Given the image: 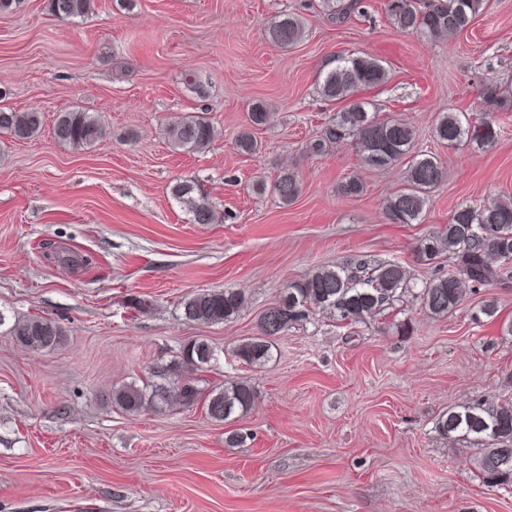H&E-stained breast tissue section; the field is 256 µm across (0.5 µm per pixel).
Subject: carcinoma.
I'll return each instance as SVG.
<instances>
[{
  "instance_id": "obj_1",
  "label": "carcinoma",
  "mask_w": 512,
  "mask_h": 512,
  "mask_svg": "<svg viewBox=\"0 0 512 512\" xmlns=\"http://www.w3.org/2000/svg\"><path fill=\"white\" fill-rule=\"evenodd\" d=\"M484 0H386V12L398 29L429 41L444 39L466 30L482 10ZM360 0H322L328 17L344 21L359 8ZM49 10L59 19L83 17L93 10V0H49ZM302 20L284 14L267 28V38L281 48H290L304 36ZM388 80V71L376 59L341 55L334 66L319 77L318 93L329 102H349L334 113L310 151L322 153L332 144L354 139L364 166L383 170L406 162V183L390 196L385 205L388 222L412 224L418 221L429 194L445 177L440 160L432 154L415 151L416 131L399 119L379 120L354 97L363 90L379 87ZM481 101L485 112H505L512 98L494 82H484ZM269 112L261 102L248 112L247 124L235 135L236 149L244 154L259 150L253 128L265 124ZM40 112H18L0 107V132L23 142L42 128ZM435 137L450 146L466 142L481 149L496 143L499 129L489 120L470 121L458 112H443L436 118ZM174 149L202 151L216 137L208 118L187 115L164 130ZM104 135L96 116L81 110L57 115L53 137L63 145L89 146ZM302 191L295 172L284 169L274 183V192L285 205L293 203ZM173 195L185 203L196 224H213L217 215L204 188L195 182H179ZM418 256L432 261L446 253L456 262L448 274L436 275L423 283L418 294L422 306L434 316L453 312L469 292L512 280V199L503 198L479 206L458 207L448 223L419 243ZM410 275L397 261H378L369 255L342 266H324L288 285L259 319V335L234 346L232 355L241 363L261 369L271 361L273 339L309 320L318 312L339 324L363 323L390 308L411 292ZM247 304L245 295L233 288L199 290L181 303V316L199 325L228 321ZM9 335L20 346L33 351H51L62 345L65 333L55 321L30 317L15 321ZM219 361V351L208 339L199 337L184 344L169 362L149 371L143 384L126 383L112 389L111 404L129 415L153 410L161 413L173 402L190 407L202 404L207 416L223 422L248 412L256 398L251 383L230 379L222 386H211L204 373ZM436 430L446 438L470 439L480 445L476 456L478 477L490 487H512V464L504 466L505 452H512V401L475 400L448 407L437 419Z\"/></svg>"
}]
</instances>
